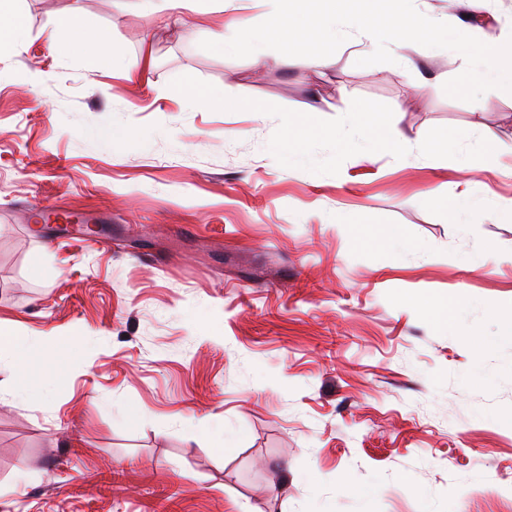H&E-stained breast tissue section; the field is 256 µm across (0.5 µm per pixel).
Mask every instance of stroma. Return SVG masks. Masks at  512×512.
<instances>
[{
	"instance_id": "35a3bbf8",
	"label": "stroma",
	"mask_w": 512,
	"mask_h": 512,
	"mask_svg": "<svg viewBox=\"0 0 512 512\" xmlns=\"http://www.w3.org/2000/svg\"><path fill=\"white\" fill-rule=\"evenodd\" d=\"M120 4L16 0L24 44L0 46V318L26 339L25 380L0 353V512H512V94L452 49L346 26L323 68L262 67ZM415 7L461 42L512 24V0ZM77 14L121 69L57 54L47 23ZM183 75L321 119L378 101L405 134L487 139L497 171L415 150L284 167L277 118L186 106Z\"/></svg>"
}]
</instances>
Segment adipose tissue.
Segmentation results:
<instances>
[{
  "instance_id": "1",
  "label": "adipose tissue",
  "mask_w": 512,
  "mask_h": 512,
  "mask_svg": "<svg viewBox=\"0 0 512 512\" xmlns=\"http://www.w3.org/2000/svg\"><path fill=\"white\" fill-rule=\"evenodd\" d=\"M136 9L149 12H163L182 9L193 14V21L187 22L185 31L194 35H205L224 53H249L257 62L267 63L271 46L285 45L289 50L303 57L311 66L324 64L326 57L336 43L338 29L335 18L327 13H314L302 24L287 21L282 15H271L263 27L239 28L227 31L223 28L206 26L197 21L199 0H129ZM375 0H355L356 35L358 43L375 50L403 48L414 42L437 46L448 42L450 32L445 19L431 16L424 18L420 28L399 31L376 24ZM469 81L487 87H512V31L501 34L491 41L479 45L468 59Z\"/></svg>"
}]
</instances>
